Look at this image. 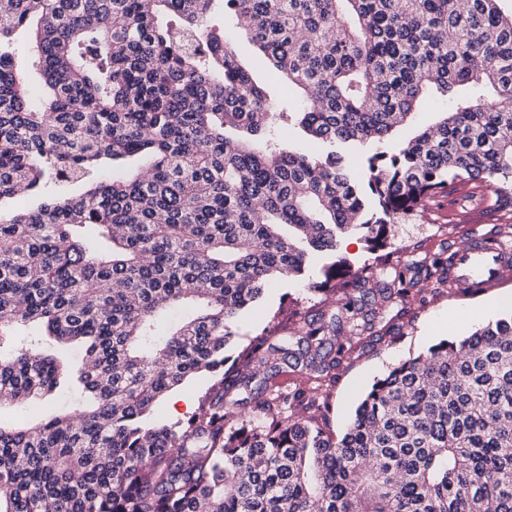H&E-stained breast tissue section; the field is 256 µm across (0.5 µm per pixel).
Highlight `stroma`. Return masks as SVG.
Segmentation results:
<instances>
[{
	"mask_svg": "<svg viewBox=\"0 0 512 512\" xmlns=\"http://www.w3.org/2000/svg\"><path fill=\"white\" fill-rule=\"evenodd\" d=\"M482 232L494 231L497 225L512 224V212L500 210L491 192L481 198L441 199L431 211L406 218L394 225V242L402 247L403 260L412 262L433 254L449 252L466 241L472 225ZM327 258L317 255L309 262L308 275L300 280H282L265 292L261 304L245 313L239 323V334L229 347V357H237L259 334L272 317L293 319L296 311H318L322 293L309 291V281L319 280ZM512 312V282L481 295L463 296L438 284H430L423 300L393 306L385 315V325L392 327L394 337L366 347L362 352L345 356L336 370L328 414L330 430L340 433L347 427L355 405L382 377L400 361L413 358L441 340L462 337L501 315ZM454 318L453 329L441 322ZM76 386L60 388L46 401L29 406L0 407V424L12 426L50 413L62 411L77 401Z\"/></svg>",
	"mask_w": 512,
	"mask_h": 512,
	"instance_id": "stroma-1",
	"label": "stroma"
}]
</instances>
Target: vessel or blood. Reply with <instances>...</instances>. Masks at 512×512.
I'll return each instance as SVG.
<instances>
[{
	"label": "vessel or blood",
	"mask_w": 512,
	"mask_h": 512,
	"mask_svg": "<svg viewBox=\"0 0 512 512\" xmlns=\"http://www.w3.org/2000/svg\"><path fill=\"white\" fill-rule=\"evenodd\" d=\"M448 278L459 287L489 292L512 280V246L472 234L449 256Z\"/></svg>",
	"instance_id": "vessel-or-blood-1"
}]
</instances>
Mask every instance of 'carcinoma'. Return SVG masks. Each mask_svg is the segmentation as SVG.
<instances>
[{
  "label": "carcinoma",
  "instance_id": "obj_1",
  "mask_svg": "<svg viewBox=\"0 0 512 512\" xmlns=\"http://www.w3.org/2000/svg\"><path fill=\"white\" fill-rule=\"evenodd\" d=\"M500 2L0 0V406L59 387L58 357L12 340L32 324L83 350L84 394L0 427V512H512V314L398 364L343 434L324 429L343 357L423 292L407 263L367 287L339 238L379 251L462 183L512 208ZM216 10L280 101L208 25ZM434 95L439 121L394 142ZM294 125L325 151L281 147ZM316 253L315 288L341 298L227 363L242 313ZM288 367L305 386L272 389ZM200 373L187 421L149 419ZM224 30L233 38L238 58L242 60L246 67H249L252 71L254 78L260 82L265 79V70L262 68L253 67L255 60V53L253 46L243 36L242 31L237 28L236 19L229 14L224 17Z\"/></svg>",
  "mask_w": 512,
  "mask_h": 512
}]
</instances>
